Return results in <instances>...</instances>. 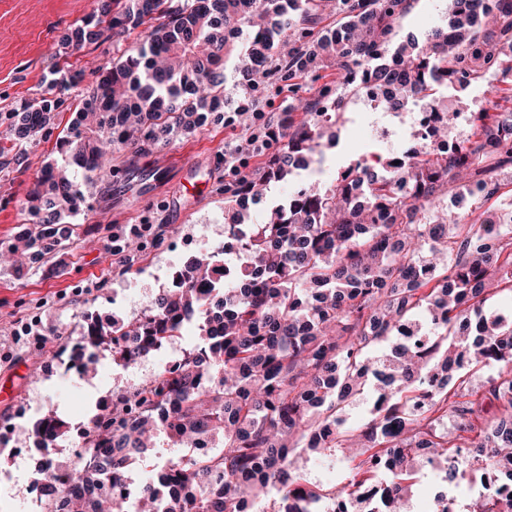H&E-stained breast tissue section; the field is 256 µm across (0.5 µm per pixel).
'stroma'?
I'll use <instances>...</instances> for the list:
<instances>
[{"label": "stroma", "mask_w": 512, "mask_h": 512, "mask_svg": "<svg viewBox=\"0 0 512 512\" xmlns=\"http://www.w3.org/2000/svg\"><path fill=\"white\" fill-rule=\"evenodd\" d=\"M97 8V0H0V113L20 102L40 98L51 72L63 60L84 69L83 86L56 88L63 104L55 112L49 136L27 144L10 171L0 172V247L25 231L21 206L36 176L50 163L62 162L58 140L75 118L74 109L84 85L95 82L99 66L115 55L111 42H98L79 50H63L61 37ZM448 0H414L401 23V33L424 37L430 27L446 22ZM500 79L489 78L438 97V108L456 112H512V95L503 92ZM361 93L349 94L336 147L328 149L325 181L360 156L377 152V139L354 141L357 124H368ZM228 130L210 124L174 139L168 146L149 148L139 167L162 168L163 180L112 185V195L92 202L71 216V242L65 249L27 260L22 271L0 267V385L10 390L0 398V417H10L11 427L0 428L6 441L0 445V512H24L36 478L40 452L27 439L26 426L36 415L57 412L71 429L49 453L63 470L73 468L80 440L78 423L88 422L97 406L111 396L116 376L131 379L132 369L112 361L111 351L101 353L95 378L72 377L64 381L52 372L58 343L76 338L85 318L102 316L131 321L135 309L154 300L166 288L174 270L198 250L200 233L210 240L224 236V142ZM191 161L192 171L181 168ZM193 181H205L209 192L201 198L186 193ZM166 225L167 230L149 254L126 259L112 254L116 233L140 225L143 217ZM296 453L306 479L322 489L343 482V458L327 460L298 446Z\"/></svg>", "instance_id": "obj_1"}]
</instances>
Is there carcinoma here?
<instances>
[{
	"label": "carcinoma",
	"mask_w": 512,
	"mask_h": 512,
	"mask_svg": "<svg viewBox=\"0 0 512 512\" xmlns=\"http://www.w3.org/2000/svg\"><path fill=\"white\" fill-rule=\"evenodd\" d=\"M327 0H100L99 10L73 27L63 45L79 49L106 37L121 53L86 88L60 148L71 176L49 164L33 182L22 210L35 218L29 248L49 253L65 244L63 219L86 203L79 180L131 177L145 147H163L204 124L227 103L226 61L236 59L237 85L288 87V104L254 120L233 113L237 130L224 174V227L242 231L244 267L236 283L214 281L222 250L205 249L177 270L144 318L104 327L82 326L72 344L79 375L100 361L99 350L129 368L163 349V341L193 326L199 343L148 380L118 385L106 415L89 420L93 434L76 453L69 476L48 475L47 512H120L116 495L128 489L133 456L153 444L157 416L168 415L172 448H189L206 432L218 449L197 459L172 456L149 465L137 490L138 512H247L272 488L271 512H326L327 504L371 486L365 512H408V477L421 459L437 466L442 481L459 486V441L475 431L483 403L464 383H448L463 365L495 364L503 375L486 399L493 421L470 440L473 459L486 467L512 461V316H488L492 295L512 294V226L460 224L444 199L448 182L474 176L490 160L512 163V115L473 112L477 139L448 156L416 159L375 175L357 164L325 189L293 183L284 203L263 224L249 221L242 198L288 179L302 168L322 172L324 148L337 144L336 125L352 76L367 74L398 86V99L426 89L427 71L446 65L448 84L476 82L491 72L512 73V0L477 14L473 0H450L448 23L422 42L394 43L395 25L412 0H332L336 27L322 33ZM145 27L135 47L123 43ZM405 63L381 66L383 51ZM336 68V81L322 71ZM68 85L85 70L58 66ZM63 104L53 89L6 114L0 168L15 151L49 133ZM129 154L122 166L112 156ZM427 327L425 343L398 340L391 354L372 362L369 347L396 337L406 324ZM377 384L371 418L351 429L343 412ZM436 412L459 422L438 429ZM69 423L48 412L30 423L28 436L51 447ZM324 457L356 445L347 455V483L315 488L296 456L300 441ZM395 469L377 483L385 461ZM471 512H512V496L474 503Z\"/></svg>",
	"instance_id": "obj_1"
}]
</instances>
